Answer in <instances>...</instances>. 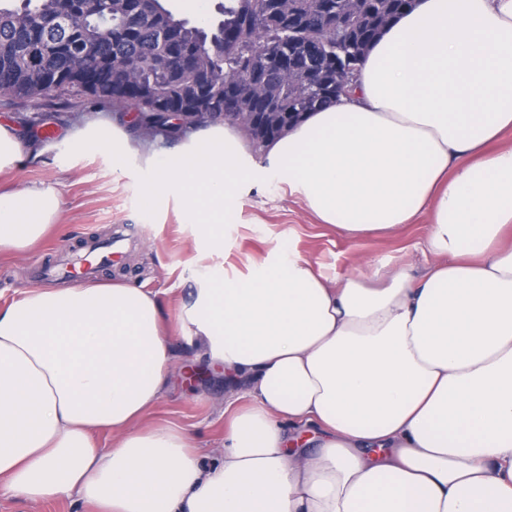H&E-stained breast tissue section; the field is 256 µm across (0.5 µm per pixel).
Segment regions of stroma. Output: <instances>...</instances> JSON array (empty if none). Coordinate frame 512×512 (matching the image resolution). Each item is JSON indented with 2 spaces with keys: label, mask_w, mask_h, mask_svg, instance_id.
Here are the masks:
<instances>
[{
  "label": "stroma",
  "mask_w": 512,
  "mask_h": 512,
  "mask_svg": "<svg viewBox=\"0 0 512 512\" xmlns=\"http://www.w3.org/2000/svg\"><path fill=\"white\" fill-rule=\"evenodd\" d=\"M114 112L70 91L39 99L0 97V124L12 126L28 151L13 170L0 172V186L25 188L43 182L58 185L63 210L57 228L38 246L12 257L0 254V305H6L32 287L47 286L40 274L82 241L103 238L113 225L124 224L135 244L122 265L104 270L103 280H122L156 292L168 321H175L197 269L193 225L183 220L177 202L155 213L142 206L147 179L136 167L118 175L105 149L77 154L72 137L89 122L111 125ZM234 218L224 226L228 271L248 272L268 254L273 241L282 240L308 257L329 277L347 272L358 257H384L394 264L409 263L423 276L433 262L423 252L428 220L421 217L394 236H366L348 240L320 224L287 186L260 182L236 194ZM225 378L207 361L193 360L187 372L175 377L169 391L147 415V422L166 421L188 429L199 447H213L224 435L220 405Z\"/></svg>",
  "instance_id": "stroma-1"
}]
</instances>
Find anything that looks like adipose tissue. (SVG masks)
I'll return each instance as SVG.
<instances>
[{"mask_svg":"<svg viewBox=\"0 0 512 512\" xmlns=\"http://www.w3.org/2000/svg\"><path fill=\"white\" fill-rule=\"evenodd\" d=\"M512 0H415L350 95L254 160L237 127L172 149L89 125L73 147L135 160L142 202L182 203L202 257L231 198L272 177L346 237L429 220L435 262L328 277L290 244L248 273L201 266L169 336L156 293L32 288L0 308V491L88 512H512ZM53 184L0 188V252L61 214ZM223 368L224 437L148 412L186 368ZM108 433L112 445L100 447Z\"/></svg>","mask_w":512,"mask_h":512,"instance_id":"1","label":"adipose tissue"}]
</instances>
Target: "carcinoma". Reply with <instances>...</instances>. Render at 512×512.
Returning <instances> with one entry per match:
<instances>
[{
	"label": "carcinoma",
	"instance_id": "cac0c4a2",
	"mask_svg": "<svg viewBox=\"0 0 512 512\" xmlns=\"http://www.w3.org/2000/svg\"><path fill=\"white\" fill-rule=\"evenodd\" d=\"M222 0L209 28L190 25L162 0H21L0 6V95L32 99L67 90L134 112L145 125L195 127L267 113L256 148L280 137L290 112H313L336 64L359 70L371 43L413 0H366L360 24L340 27L343 0ZM311 74L300 90L288 67Z\"/></svg>",
	"mask_w": 512,
	"mask_h": 512
}]
</instances>
